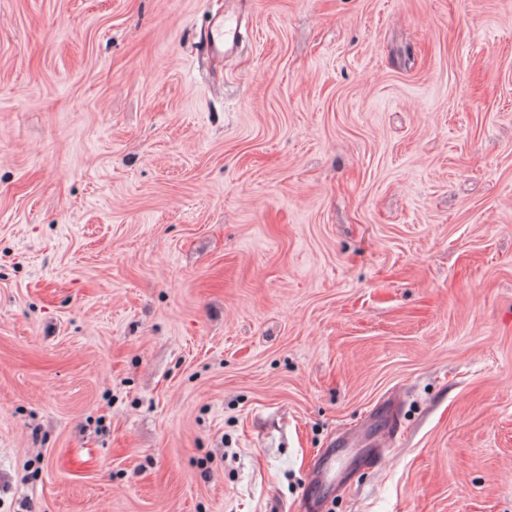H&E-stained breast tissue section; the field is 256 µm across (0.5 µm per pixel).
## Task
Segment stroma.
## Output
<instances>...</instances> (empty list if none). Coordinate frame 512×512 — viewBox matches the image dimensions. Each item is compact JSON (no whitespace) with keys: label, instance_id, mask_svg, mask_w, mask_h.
Instances as JSON below:
<instances>
[{"label":"stroma","instance_id":"obj_1","mask_svg":"<svg viewBox=\"0 0 512 512\" xmlns=\"http://www.w3.org/2000/svg\"><path fill=\"white\" fill-rule=\"evenodd\" d=\"M224 9L0 0V512H512V0ZM243 4L231 1L224 18H217L207 31L204 42L205 59L210 64L222 63L224 56L233 53L240 41Z\"/></svg>","mask_w":512,"mask_h":512}]
</instances>
